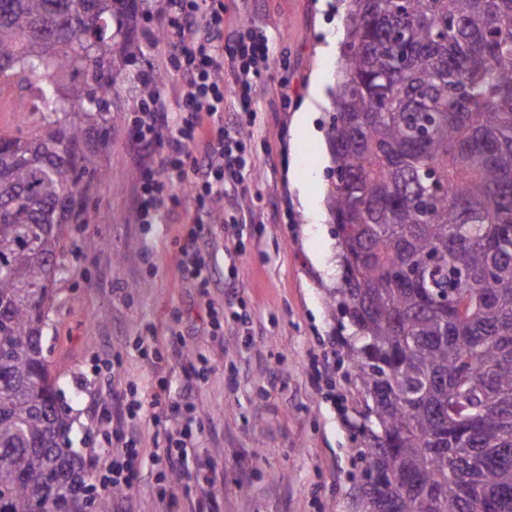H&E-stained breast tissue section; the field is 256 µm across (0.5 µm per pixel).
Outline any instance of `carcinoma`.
<instances>
[{"label":"carcinoma","instance_id":"1","mask_svg":"<svg viewBox=\"0 0 512 512\" xmlns=\"http://www.w3.org/2000/svg\"><path fill=\"white\" fill-rule=\"evenodd\" d=\"M139 10L0 0V84L39 101L26 133H0V512H78L89 488L43 336L64 225L92 221L59 200L105 178L89 133L143 55ZM341 52L329 197L371 399L363 501L512 512V0H349Z\"/></svg>","mask_w":512,"mask_h":512}]
</instances>
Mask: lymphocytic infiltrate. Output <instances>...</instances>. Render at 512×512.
Wrapping results in <instances>:
<instances>
[{
  "label": "lymphocytic infiltrate",
  "instance_id": "lymphocytic-infiltrate-1",
  "mask_svg": "<svg viewBox=\"0 0 512 512\" xmlns=\"http://www.w3.org/2000/svg\"><path fill=\"white\" fill-rule=\"evenodd\" d=\"M163 37L180 82V114L171 115L164 94L158 91L142 103L133 140L144 164L135 186L133 208L138 223H153L156 213L166 205L167 190L185 184L182 169L186 160H195L203 168L202 181L185 184L196 214L179 260L184 275L198 278L207 259L199 246L201 215L219 188L238 187L244 182L246 142L255 123L259 80L271 73L275 49L264 35L225 33L224 0H166ZM228 97L235 106L229 130L217 122ZM154 404L159 408L154 421L167 431V446L157 461L174 477L193 445L197 431L194 409L159 392L154 395ZM110 443L112 453L105 463L101 489H134L141 465L136 440L117 428Z\"/></svg>",
  "mask_w": 512,
  "mask_h": 512
}]
</instances>
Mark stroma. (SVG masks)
Segmentation results:
<instances>
[{"label": "stroma", "mask_w": 512, "mask_h": 512, "mask_svg": "<svg viewBox=\"0 0 512 512\" xmlns=\"http://www.w3.org/2000/svg\"><path fill=\"white\" fill-rule=\"evenodd\" d=\"M339 3L224 0L225 30L250 24L282 53L288 100L280 102L275 80L261 81L247 191L225 192L205 218L209 257L200 279L210 284L209 298L178 268L194 215L187 189H176V203L155 223L136 221V85L126 84L114 101L111 128L93 135L107 178L86 194L92 223L65 227V273L44 338L89 484H98L111 451L93 410L120 415L123 400L151 393L162 378L203 421L174 512H195L196 486L213 475L220 512H363L367 400L344 358L353 329L334 301L341 269L328 207L327 125L341 58L326 44L328 36H344ZM164 6L147 0L135 28L145 54L126 74L168 72ZM307 108L311 137L297 123ZM233 214L242 223L225 228ZM88 240L98 249L86 251ZM154 413L148 407L122 417L142 468L137 487L113 493L110 506L167 512V482L154 461L166 435Z\"/></svg>", "instance_id": "35a3bbf8"}]
</instances>
